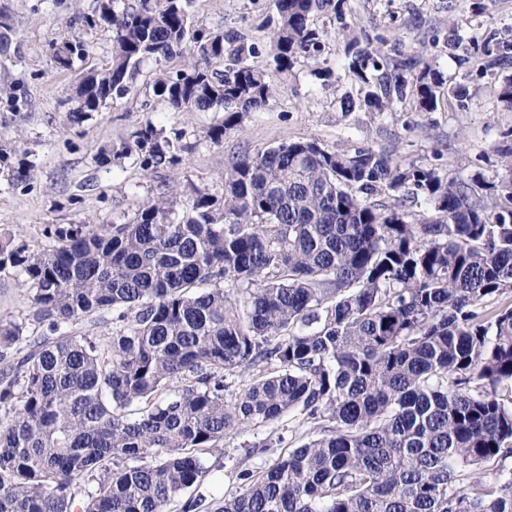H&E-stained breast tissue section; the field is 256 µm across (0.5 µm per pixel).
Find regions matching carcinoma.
Here are the masks:
<instances>
[{
	"instance_id": "1",
	"label": "carcinoma",
	"mask_w": 512,
	"mask_h": 512,
	"mask_svg": "<svg viewBox=\"0 0 512 512\" xmlns=\"http://www.w3.org/2000/svg\"><path fill=\"white\" fill-rule=\"evenodd\" d=\"M273 2L254 40L195 25L192 0H107L84 23L112 31V65L79 78L68 118L128 94L143 61L186 54L154 96L223 108L206 134L219 146L300 60L332 82L324 18L355 89L344 113L467 112L478 81L512 69L507 33L433 29L463 70L447 79L438 58L352 26L348 0ZM262 46L265 68L250 63ZM53 49L64 69L90 53L79 36ZM134 137L146 169L194 149L151 124ZM495 150L511 159L498 185L448 177L439 155L288 142L229 159L220 194L193 185L180 207L159 196L43 245L0 237V273L32 308L0 320V512H166L191 489L181 512H204L201 453L287 414L313 436L240 470L215 512H512V468L479 476L512 455V401L497 395L512 385V307H482L512 295V143Z\"/></svg>"
}]
</instances>
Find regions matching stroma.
Listing matches in <instances>:
<instances>
[{
	"mask_svg": "<svg viewBox=\"0 0 512 512\" xmlns=\"http://www.w3.org/2000/svg\"><path fill=\"white\" fill-rule=\"evenodd\" d=\"M100 4L0 0V14L6 15L10 28L9 51L0 56V87L6 89L0 96V145L11 153L0 165V233L16 241L41 244L47 229L68 224L124 223L143 200L161 192L180 202L193 185L222 191L224 167L232 156L302 139L318 140L331 149L393 147L403 159L416 162L432 161L438 152L449 176L477 169L489 182L502 177L504 159L494 147L512 130V112L497 105L498 79L480 81L478 97L466 112L442 106L435 112L347 114L340 110V97L352 84L343 73V42L333 37L327 42V62L336 73L335 83L320 85L310 75L309 62H298L272 104L252 113L218 146L207 141L206 132L223 122L222 109L173 112L152 93L154 73L180 69L184 60L179 56L160 65L143 62L130 93L80 122H70L73 85L83 73L111 63V32L83 23ZM350 7L354 25L399 38L405 47L426 54L432 51L430 31L435 27L479 32L512 28V0H497L481 15L471 13L467 0H350ZM191 12L197 25L233 27L252 36L272 16L273 7L271 0H194ZM418 16L423 27L406 28V21ZM70 35L82 37L91 52L63 71L51 44ZM148 123L167 132L183 131L195 150L183 155L175 168H143L132 135ZM23 163L31 170L21 182L15 172ZM309 432V425L287 415L257 431L227 435L222 450L208 456L211 469L201 488L207 502L238 493L236 474L241 469L260 471L272 464L269 455L245 457L243 443L277 437L278 450L284 453L302 445Z\"/></svg>",
	"mask_w": 512,
	"mask_h": 512,
	"instance_id": "stroma-1",
	"label": "stroma"
}]
</instances>
